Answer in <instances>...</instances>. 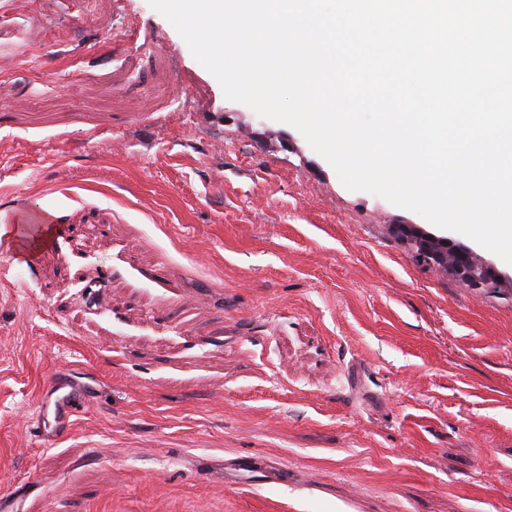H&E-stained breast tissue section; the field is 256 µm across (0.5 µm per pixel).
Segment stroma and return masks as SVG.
Returning a JSON list of instances; mask_svg holds the SVG:
<instances>
[{
	"label": "stroma",
	"instance_id": "1",
	"mask_svg": "<svg viewBox=\"0 0 512 512\" xmlns=\"http://www.w3.org/2000/svg\"><path fill=\"white\" fill-rule=\"evenodd\" d=\"M0 0V512H512V264L471 287L148 0ZM96 392L29 432L49 375ZM272 477L252 483L241 459Z\"/></svg>",
	"mask_w": 512,
	"mask_h": 512
}]
</instances>
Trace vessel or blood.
I'll return each mask as SVG.
<instances>
[{
  "instance_id": "1",
  "label": "vessel or blood",
  "mask_w": 512,
  "mask_h": 512,
  "mask_svg": "<svg viewBox=\"0 0 512 512\" xmlns=\"http://www.w3.org/2000/svg\"><path fill=\"white\" fill-rule=\"evenodd\" d=\"M92 398L90 386L64 373H55L48 382L33 425L36 437L47 446L57 443L69 432L73 417L89 407Z\"/></svg>"
}]
</instances>
